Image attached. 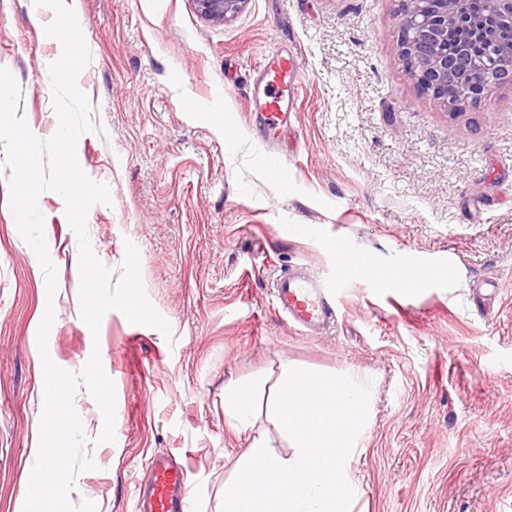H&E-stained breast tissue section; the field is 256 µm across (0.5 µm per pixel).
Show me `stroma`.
Wrapping results in <instances>:
<instances>
[{
	"mask_svg": "<svg viewBox=\"0 0 512 512\" xmlns=\"http://www.w3.org/2000/svg\"><path fill=\"white\" fill-rule=\"evenodd\" d=\"M66 4L91 54L77 85L97 127L76 155L111 196L87 214L91 246L114 283L126 242L138 247L146 294L171 333L116 310L91 333L77 237L52 191L38 199L57 268L48 296L0 160V512H21L28 489L49 305L52 361L76 373L99 352L116 395L115 439L102 444L96 402L83 389L74 398L95 468L77 476L73 506L131 512L147 461L165 452L188 469L191 512H221L254 438L290 453L264 416L235 427L224 389L254 385L267 404L290 364L353 370L373 387L352 463L359 512H512V86L455 114L421 95L400 56L397 0H249L226 22L206 20L193 0ZM53 19L31 0H0V68L41 139L58 128ZM293 51L292 124L266 143L247 104L265 59ZM269 148L288 158L289 186L264 166ZM310 224L381 264L454 276L416 289L354 282L336 295L334 329L300 335L271 291L291 265L336 274Z\"/></svg>",
	"mask_w": 512,
	"mask_h": 512,
	"instance_id": "35a3bbf8",
	"label": "stroma"
}]
</instances>
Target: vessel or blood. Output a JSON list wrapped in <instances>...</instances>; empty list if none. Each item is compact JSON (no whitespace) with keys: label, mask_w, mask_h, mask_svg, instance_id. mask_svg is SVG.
<instances>
[{"label":"vessel or blood","mask_w":512,"mask_h":512,"mask_svg":"<svg viewBox=\"0 0 512 512\" xmlns=\"http://www.w3.org/2000/svg\"><path fill=\"white\" fill-rule=\"evenodd\" d=\"M300 65L297 55L277 56L264 68V81L254 89L256 121L264 135L271 136L287 128L291 121L290 93L298 84ZM308 234L335 256L342 268L336 281L327 282L306 268L281 272L272 287V303L303 335L315 336L336 321L335 290L338 285L358 277L346 268L350 252L341 242L312 224ZM190 494L187 469L164 456L152 457L147 482L138 484L133 495V512H189Z\"/></svg>","instance_id":"vessel-or-blood-1"}]
</instances>
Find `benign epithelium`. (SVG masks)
Here are the masks:
<instances>
[{
    "instance_id": "benign-epithelium-1",
    "label": "benign epithelium",
    "mask_w": 512,
    "mask_h": 512,
    "mask_svg": "<svg viewBox=\"0 0 512 512\" xmlns=\"http://www.w3.org/2000/svg\"><path fill=\"white\" fill-rule=\"evenodd\" d=\"M249 0H195L201 16L224 22ZM400 54L416 87L439 105L457 110L495 85L512 84V0H399ZM454 55H448V43ZM490 50L471 61V45Z\"/></svg>"
}]
</instances>
